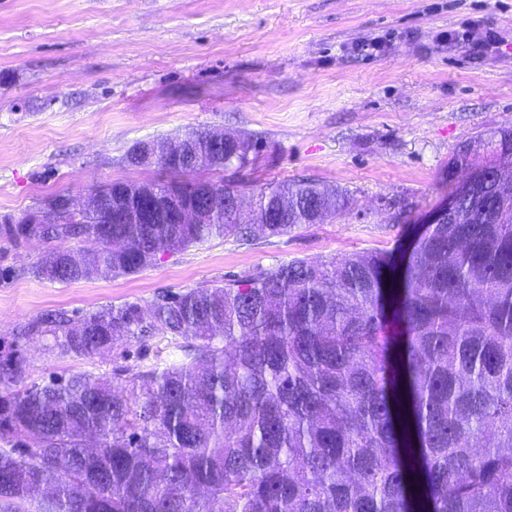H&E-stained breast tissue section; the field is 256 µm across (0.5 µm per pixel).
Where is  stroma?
<instances>
[{
	"label": "stroma",
	"mask_w": 512,
	"mask_h": 512,
	"mask_svg": "<svg viewBox=\"0 0 512 512\" xmlns=\"http://www.w3.org/2000/svg\"><path fill=\"white\" fill-rule=\"evenodd\" d=\"M493 41L491 50L481 45ZM512 128V0H0V216L66 190L165 181L123 162L192 130L257 136L242 177L348 190L334 221L242 244L216 238L137 274L71 284L41 248L0 240V338L48 310L82 315L209 287L295 258L397 253L448 197L461 143ZM135 336L90 358L21 343L29 380L150 359Z\"/></svg>",
	"instance_id": "stroma-1"
}]
</instances>
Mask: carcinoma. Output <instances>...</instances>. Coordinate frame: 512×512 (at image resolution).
I'll use <instances>...</instances> for the list:
<instances>
[{
	"label": "carcinoma",
	"mask_w": 512,
	"mask_h": 512,
	"mask_svg": "<svg viewBox=\"0 0 512 512\" xmlns=\"http://www.w3.org/2000/svg\"><path fill=\"white\" fill-rule=\"evenodd\" d=\"M258 140L224 134L164 183L113 182L94 205L61 191L5 216L0 238L42 245L36 275L128 276L213 237L282 236L343 215L346 193L310 179L255 187L238 174ZM452 218L400 256L296 258L222 286L158 293L75 319L47 311L16 340L89 358L138 335L174 345L147 363L26 383L0 357V512H512V128L448 162ZM178 184L206 208L143 221L124 193ZM249 194L252 222L234 201ZM87 239L92 249L66 243Z\"/></svg>",
	"instance_id": "carcinoma-1"
}]
</instances>
